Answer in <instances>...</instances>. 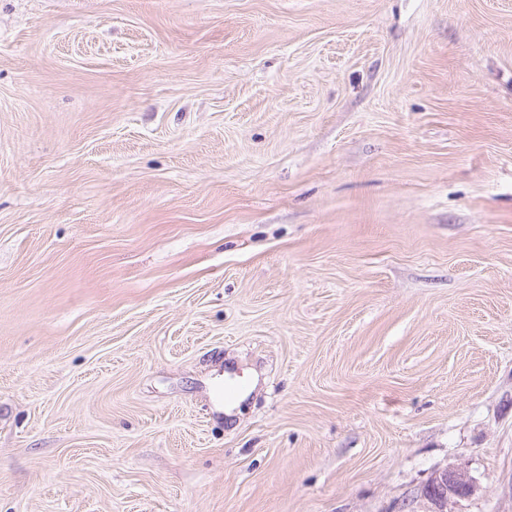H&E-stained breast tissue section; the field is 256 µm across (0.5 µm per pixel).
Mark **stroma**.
<instances>
[{
  "instance_id": "obj_1",
  "label": "stroma",
  "mask_w": 512,
  "mask_h": 512,
  "mask_svg": "<svg viewBox=\"0 0 512 512\" xmlns=\"http://www.w3.org/2000/svg\"><path fill=\"white\" fill-rule=\"evenodd\" d=\"M447 467L512 512V0H0V512Z\"/></svg>"
}]
</instances>
